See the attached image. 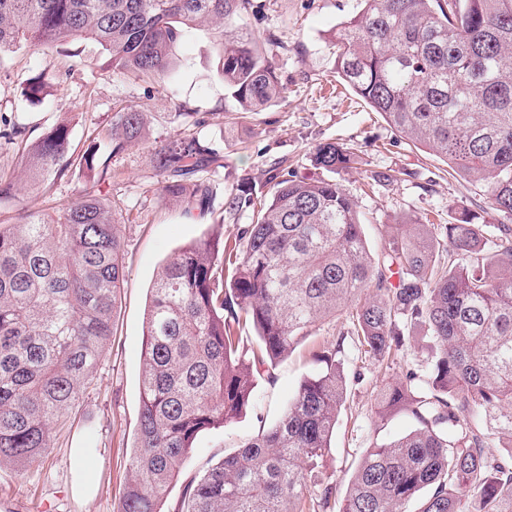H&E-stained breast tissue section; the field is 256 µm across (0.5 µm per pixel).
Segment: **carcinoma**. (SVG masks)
Masks as SVG:
<instances>
[{
  "label": "carcinoma",
  "mask_w": 512,
  "mask_h": 512,
  "mask_svg": "<svg viewBox=\"0 0 512 512\" xmlns=\"http://www.w3.org/2000/svg\"><path fill=\"white\" fill-rule=\"evenodd\" d=\"M361 2L336 28L339 77L415 147L484 185L505 222L466 207L454 223L397 221L374 259L358 203L334 178L354 152L336 142L313 154L326 177L274 174L268 199L239 189L228 208L253 206L244 235L187 245L156 275L118 512H163L198 435L253 405L257 375L273 378L280 358L343 310L350 329L314 354L321 367L281 419L186 485L174 512H326L321 467L347 399L346 337L389 369L415 332L429 343L424 375L377 394L379 416L405 413L415 427L367 451L340 512H512V0ZM252 13L251 0H0V50L90 38L112 70L165 82L174 44L204 27L238 111L261 112L285 87ZM142 124L140 110L118 105L112 155ZM69 151L59 125L25 150L23 171L60 176ZM222 160L189 132L149 163L164 199L203 212V174ZM122 228L93 188L57 217L23 209L0 224V466H40L89 384L125 279Z\"/></svg>",
  "instance_id": "cac0c4a2"
}]
</instances>
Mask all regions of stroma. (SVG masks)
I'll use <instances>...</instances> for the list:
<instances>
[{"mask_svg": "<svg viewBox=\"0 0 512 512\" xmlns=\"http://www.w3.org/2000/svg\"><path fill=\"white\" fill-rule=\"evenodd\" d=\"M249 26L263 41L287 87L284 102L261 112L236 114L224 92V76L206 32L187 34L177 45L178 79L112 71L110 55L90 39H69L0 53V175L18 180L23 149L57 123L69 125L77 158L63 176L33 193L0 199V224L14 223L21 207L56 216L78 191L98 186L123 216L126 281L114 313V333L92 383L55 432L43 466L20 471L0 467V512H118L129 476L140 407V365L145 312L161 264L180 248L210 236H236L253 219L251 206L231 210L229 197L248 183L267 193L273 172L317 178L315 147L335 141L350 147L356 162L339 177L358 201L371 255L386 241L394 220L429 217L454 221L464 207L486 202L482 185L453 173L438 157L414 147L345 86L336 73L331 41L340 22L354 17L360 0H253ZM37 81L35 97L25 94ZM130 102L144 114L141 138L120 155L112 153L114 105ZM197 130L203 145L224 157L209 173L212 200L206 213L162 202L149 155L161 141ZM401 171L400 181L370 184L377 172ZM347 314L325 323L315 336L280 360L273 378H258L255 403L223 427L201 433L178 482L166 499L173 512L185 483L203 474L242 443L272 426L301 380L316 369L314 353L347 330ZM426 353L416 340L393 369L344 361L348 396L323 470L342 500L349 478L367 448L398 438L411 428L404 416L385 420L374 397L385 384L420 368Z\"/></svg>", "mask_w": 512, "mask_h": 512, "instance_id": "35a3bbf8", "label": "stroma"}]
</instances>
